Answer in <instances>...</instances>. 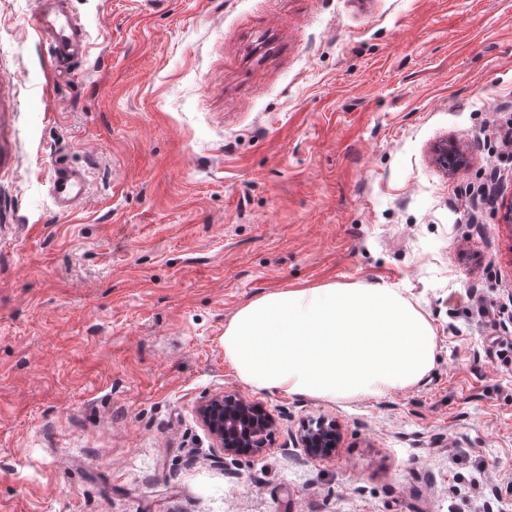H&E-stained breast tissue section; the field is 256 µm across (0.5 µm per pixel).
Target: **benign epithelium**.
Masks as SVG:
<instances>
[{
  "instance_id": "obj_1",
  "label": "benign epithelium",
  "mask_w": 512,
  "mask_h": 512,
  "mask_svg": "<svg viewBox=\"0 0 512 512\" xmlns=\"http://www.w3.org/2000/svg\"><path fill=\"white\" fill-rule=\"evenodd\" d=\"M197 416L209 433L213 447L226 456L250 452L261 454L268 437L276 429L275 417L258 402L234 393L221 392L197 409ZM336 421L321 418L318 425L307 424L296 434L298 447L310 458H319L339 446Z\"/></svg>"
}]
</instances>
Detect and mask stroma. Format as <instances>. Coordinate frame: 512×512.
Segmentation results:
<instances>
[{
	"label": "stroma",
	"instance_id": "35a3bbf8",
	"mask_svg": "<svg viewBox=\"0 0 512 512\" xmlns=\"http://www.w3.org/2000/svg\"><path fill=\"white\" fill-rule=\"evenodd\" d=\"M41 2L0 0V512H512V0H67L62 69ZM59 162L88 184L64 211ZM381 280L436 331L415 388L225 360L251 299ZM220 392L276 416L262 454L212 447ZM57 5L43 10L34 19L36 29L49 35L52 55L65 58L79 51L86 43V31L70 14L66 0H56ZM315 424L303 426L295 437L297 446L303 448L310 458H319L333 452L338 448L340 440L336 421L321 418Z\"/></svg>",
	"mask_w": 512,
	"mask_h": 512
}]
</instances>
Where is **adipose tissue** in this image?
I'll return each mask as SVG.
<instances>
[{"instance_id":"ef3b65f1","label":"adipose tissue","mask_w":512,"mask_h":512,"mask_svg":"<svg viewBox=\"0 0 512 512\" xmlns=\"http://www.w3.org/2000/svg\"><path fill=\"white\" fill-rule=\"evenodd\" d=\"M436 348L420 305L386 282L272 291L224 328V357L248 386L332 401L417 386Z\"/></svg>"}]
</instances>
